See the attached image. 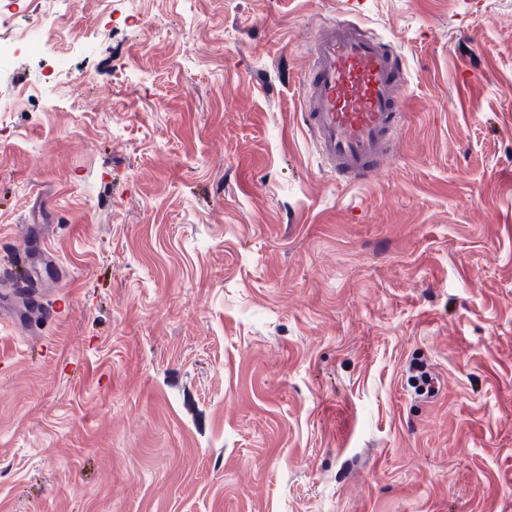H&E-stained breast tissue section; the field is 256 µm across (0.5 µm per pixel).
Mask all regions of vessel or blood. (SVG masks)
<instances>
[{
  "label": "vessel or blood",
  "instance_id": "obj_1",
  "mask_svg": "<svg viewBox=\"0 0 512 512\" xmlns=\"http://www.w3.org/2000/svg\"><path fill=\"white\" fill-rule=\"evenodd\" d=\"M302 82L306 127L337 178L362 185L383 168L408 84L399 52L354 20L323 27Z\"/></svg>",
  "mask_w": 512,
  "mask_h": 512
}]
</instances>
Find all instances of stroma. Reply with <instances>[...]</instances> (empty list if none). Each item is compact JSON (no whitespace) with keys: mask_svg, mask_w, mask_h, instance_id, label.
<instances>
[{"mask_svg":"<svg viewBox=\"0 0 512 512\" xmlns=\"http://www.w3.org/2000/svg\"><path fill=\"white\" fill-rule=\"evenodd\" d=\"M340 19L408 74L359 187L300 125ZM33 30L0 69V268L40 279L0 317V512H512V0H0Z\"/></svg>","mask_w":512,"mask_h":512,"instance_id":"35a3bbf8","label":"stroma"}]
</instances>
